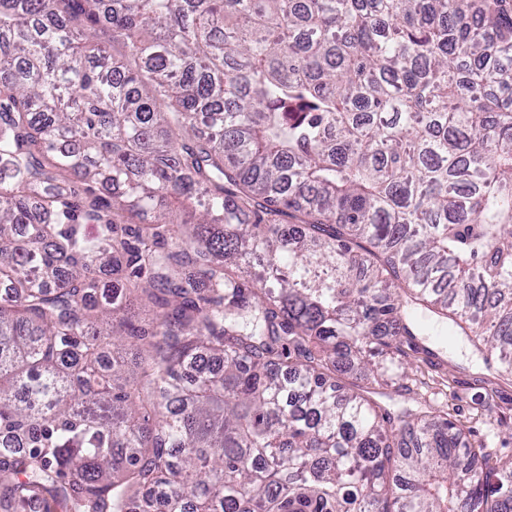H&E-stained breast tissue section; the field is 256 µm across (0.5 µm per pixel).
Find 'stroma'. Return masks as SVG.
<instances>
[{"instance_id": "stroma-1", "label": "stroma", "mask_w": 512, "mask_h": 512, "mask_svg": "<svg viewBox=\"0 0 512 512\" xmlns=\"http://www.w3.org/2000/svg\"><path fill=\"white\" fill-rule=\"evenodd\" d=\"M437 326L403 343L412 396L425 397L461 425L489 461L512 455V381L487 370L465 342H444Z\"/></svg>"}]
</instances>
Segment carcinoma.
Returning a JSON list of instances; mask_svg holds the SVG:
<instances>
[{
	"mask_svg": "<svg viewBox=\"0 0 512 512\" xmlns=\"http://www.w3.org/2000/svg\"><path fill=\"white\" fill-rule=\"evenodd\" d=\"M420 308L512 379V0H0V512H512Z\"/></svg>",
	"mask_w": 512,
	"mask_h": 512,
	"instance_id": "cac0c4a2",
	"label": "carcinoma"
}]
</instances>
